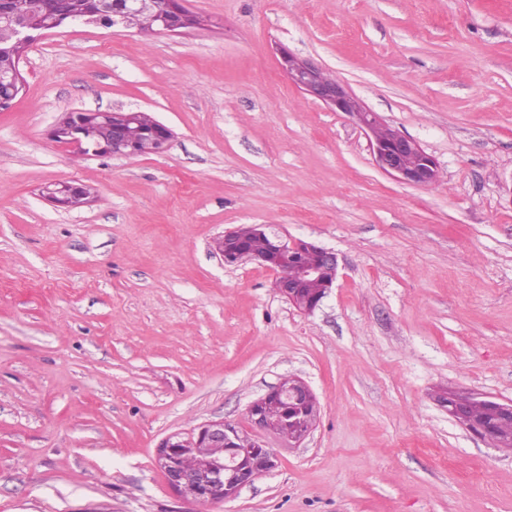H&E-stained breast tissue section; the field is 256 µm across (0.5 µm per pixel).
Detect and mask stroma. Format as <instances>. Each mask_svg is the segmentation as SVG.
Wrapping results in <instances>:
<instances>
[{
    "instance_id": "1",
    "label": "stroma",
    "mask_w": 512,
    "mask_h": 512,
    "mask_svg": "<svg viewBox=\"0 0 512 512\" xmlns=\"http://www.w3.org/2000/svg\"><path fill=\"white\" fill-rule=\"evenodd\" d=\"M206 24L68 26L0 111V512H512V448L435 400L512 401V0H190ZM340 80L439 178L404 184L366 132L293 86L280 49ZM151 113L160 154L52 142L72 110ZM89 186L64 210L45 186ZM265 224L336 252L309 314L213 241ZM320 402L299 446L231 501L177 498L173 432L287 376Z\"/></svg>"
}]
</instances>
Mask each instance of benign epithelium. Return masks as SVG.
<instances>
[{
  "label": "benign epithelium",
  "mask_w": 512,
  "mask_h": 512,
  "mask_svg": "<svg viewBox=\"0 0 512 512\" xmlns=\"http://www.w3.org/2000/svg\"><path fill=\"white\" fill-rule=\"evenodd\" d=\"M189 0H111V4L97 13V18L84 16L82 23H102L104 13L112 15V26L127 28L128 20L135 14L151 12L156 16L157 32L178 33L192 27L194 12L188 7ZM7 23L12 28L14 43L29 50L43 37L52 34L54 22L41 17L18 21L9 9V0H0V23ZM281 67L289 81L304 93L321 101L336 112H343L354 118L370 138L371 148L379 168L394 176L400 182L427 187L436 182L438 169L435 160L427 155L413 139L394 130L382 140L376 135L382 125L379 115L365 109L358 98L340 81L325 77V70L309 61L301 60L283 49L280 51ZM21 57L15 58L14 67L5 75L0 72V101H13L24 87V78L20 71ZM95 117L99 122L110 125L112 136L109 144L103 147L90 144L82 132L83 118ZM133 112H65L52 126L50 139L58 144L73 148L77 153L87 157L105 155L119 157H136L139 151L128 135V126L133 121ZM174 137L173 131L161 122H156L149 137V152H164ZM45 198L57 207L78 208L88 203L87 187L76 181H59L45 188ZM223 245L218 252L224 264L235 265L242 261L256 263L276 272L273 287L289 304L303 313L313 312L332 285L312 297L305 295V285L318 278L320 269L303 266L295 260L297 253L305 249L316 250L324 265L339 269L335 252L313 241L283 238L279 235L270 237L269 246L264 251H244L240 247L237 230L227 231L222 235ZM315 398L312 389L300 378H288V387L278 383L267 393L254 400L247 407L250 422V435L255 441L252 448H240L239 437L244 435L235 425L220 421H210L198 426L189 436L177 432L165 436L157 445L154 465L165 477L172 493L184 501L211 504L232 500L240 491L251 485L256 479L273 472L279 465L277 453L267 447L262 440L266 432L263 408L271 400H279L288 405V410H300L302 406ZM441 407L457 422L465 423L467 407L455 402L437 399ZM493 419L475 424L471 431L498 444L495 421L512 419V403H500L488 400ZM293 432L288 434V444L300 445L315 428V424H304L293 420ZM203 441L216 450L210 465L200 471H188L178 464L179 457L186 449Z\"/></svg>",
  "instance_id": "7a95c632"
}]
</instances>
